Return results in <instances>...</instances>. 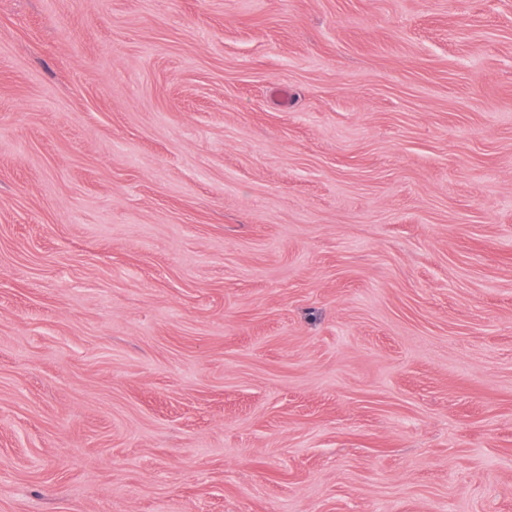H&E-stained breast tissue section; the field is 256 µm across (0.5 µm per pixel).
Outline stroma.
Instances as JSON below:
<instances>
[{"mask_svg": "<svg viewBox=\"0 0 512 512\" xmlns=\"http://www.w3.org/2000/svg\"><path fill=\"white\" fill-rule=\"evenodd\" d=\"M0 512H512V0H0Z\"/></svg>", "mask_w": 512, "mask_h": 512, "instance_id": "35a3bbf8", "label": "stroma"}]
</instances>
